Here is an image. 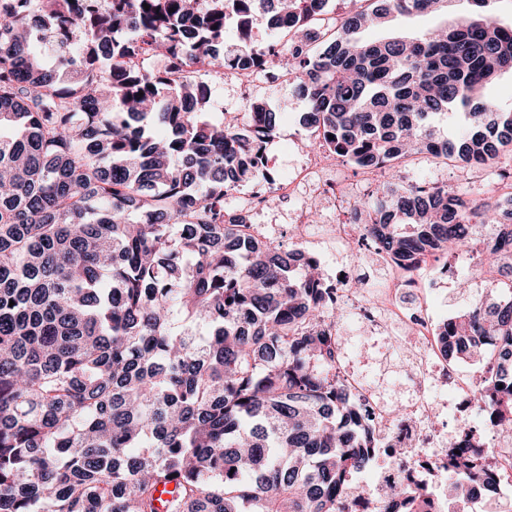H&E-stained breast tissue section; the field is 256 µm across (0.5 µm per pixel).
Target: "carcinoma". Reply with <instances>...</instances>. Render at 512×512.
Masks as SVG:
<instances>
[{"label":"carcinoma","mask_w":512,"mask_h":512,"mask_svg":"<svg viewBox=\"0 0 512 512\" xmlns=\"http://www.w3.org/2000/svg\"><path fill=\"white\" fill-rule=\"evenodd\" d=\"M0 0V512H345L367 459L363 418L336 382V313L318 265L224 223V197L282 113L253 101L227 122L183 75L247 66L293 76L314 142L357 168L410 154L496 161L512 112L481 100L512 72V27L480 11L419 35L362 41L367 21L448 12L450 0H358L323 41L330 0ZM149 9H144V5ZM285 26L288 49L251 39L254 15ZM233 14L237 43L224 48ZM61 37L47 64L39 43ZM148 50L161 70L109 78ZM461 116L455 139L436 117ZM471 207L446 185L384 181L355 207L362 239L413 268L468 246ZM441 326L444 352L493 363L479 411L512 423V280ZM484 476L448 466L451 491ZM174 484L171 498L158 488Z\"/></svg>","instance_id":"carcinoma-1"}]
</instances>
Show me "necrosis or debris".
I'll return each mask as SVG.
<instances>
[{
  "mask_svg": "<svg viewBox=\"0 0 512 512\" xmlns=\"http://www.w3.org/2000/svg\"><path fill=\"white\" fill-rule=\"evenodd\" d=\"M300 168L294 182L308 185L331 206L319 224L321 232L333 239L337 253H344L358 235L353 212L355 198L364 196L361 182L339 175L334 164L323 156L300 150ZM276 158L261 152L255 165L266 181L263 191L248 196L232 216L243 224L256 217L295 225L306 256L319 260L320 251L307 230L313 225L305 208L288 213L273 211L269 198L282 194L283 180L271 175ZM389 275L375 285L357 287L355 282H333L332 301L354 321L369 327L378 343L402 337L406 328L416 332L401 350L398 365L408 381L409 395L400 405H392L372 384L364 365L374 354L354 350L344 334L336 336V372L347 402L362 409L370 419V450L365 466L354 469V477L344 491L347 512H387L385 493L389 484L403 483L409 489L407 502L397 512H512V427L483 420L481 427L469 424L474 406L471 375L450 364L442 351L441 322L429 311L430 300L442 294L452 281L446 269L436 267L430 256L408 269L391 256L380 255ZM454 414L455 431H446L439 416ZM479 458L486 470L484 479L472 482L466 498L456 499L448 488V458L453 453Z\"/></svg>",
  "mask_w": 512,
  "mask_h": 512,
  "instance_id": "necrosis-or-debris-1",
  "label": "necrosis or debris"
}]
</instances>
